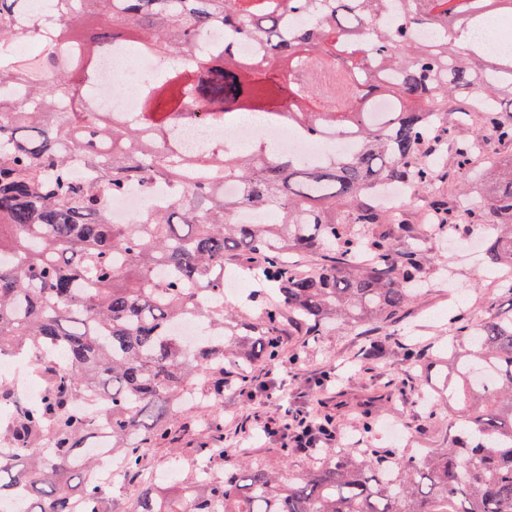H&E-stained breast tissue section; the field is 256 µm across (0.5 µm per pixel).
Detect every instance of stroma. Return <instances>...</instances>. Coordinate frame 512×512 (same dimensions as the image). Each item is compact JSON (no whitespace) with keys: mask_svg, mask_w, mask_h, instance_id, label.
I'll return each instance as SVG.
<instances>
[{"mask_svg":"<svg viewBox=\"0 0 512 512\" xmlns=\"http://www.w3.org/2000/svg\"><path fill=\"white\" fill-rule=\"evenodd\" d=\"M479 224L452 230L447 240H434L426 255L427 286L421 295L394 323L384 328L383 337L393 353L386 366L356 371L355 353L360 339L356 332L340 326L315 345H299L296 337L284 339L287 364L280 366V387L275 398L257 401L237 389H225L218 405L195 408L172 417L173 440L158 444L146 460L148 471L166 478L185 474L201 460L200 447L207 432L197 423L219 418L224 423V445L246 456L250 463L288 476L319 465L321 454L284 449L278 440L267 437L261 423L283 415L285 410L299 409L319 417L333 419L343 430L350 448H389L393 437L389 425L404 431L400 450L407 455L440 447L449 430L458 429L463 418L455 407L441 408L434 418H427L420 403L425 389L424 376L407 371L403 352L408 334L418 338V349L433 352L449 336L448 305L458 301L468 308L474 319H483L493 309L512 307V301L499 295L489 285L490 272L480 259L459 249L460 241L479 233ZM339 374V384L319 387L323 373ZM380 396L371 422H364L360 404L369 396Z\"/></svg>","mask_w":512,"mask_h":512,"instance_id":"1","label":"stroma"}]
</instances>
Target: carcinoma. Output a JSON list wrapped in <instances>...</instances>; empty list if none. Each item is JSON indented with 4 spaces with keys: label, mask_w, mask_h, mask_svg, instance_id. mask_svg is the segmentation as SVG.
Segmentation results:
<instances>
[{
    "label": "carcinoma",
    "mask_w": 512,
    "mask_h": 512,
    "mask_svg": "<svg viewBox=\"0 0 512 512\" xmlns=\"http://www.w3.org/2000/svg\"><path fill=\"white\" fill-rule=\"evenodd\" d=\"M405 3L399 24L374 18ZM42 30L29 0H0V356L55 350L48 389L18 406L0 443V500L20 494L24 512H109L107 488L88 476L85 452L106 433L126 474L168 439V418L194 397L252 386L253 369L276 362L282 336L316 343L340 324L366 329L409 306L425 280L426 243L402 215L381 209L374 188L437 180L427 158L448 143L459 171L478 158L487 128L512 141V48L466 42L512 0H45ZM228 30L220 51L206 44ZM431 38L420 40L417 32ZM258 42L244 60L236 41ZM137 44L162 74L141 87L127 121L88 93L96 63ZM185 65L166 66L172 58ZM380 98L394 103L378 118ZM483 126L454 137L475 100ZM288 102L277 118L307 141L349 136V156L311 160L257 144L239 153L214 144L185 155L169 139L178 124H229ZM432 108L438 121L428 123ZM239 186L224 195V181ZM170 185L172 199L128 224L108 200ZM484 203L487 266L512 268V160L491 163ZM239 210L272 224H237ZM430 232L459 223L454 202L435 199ZM238 266L265 302L253 317L224 302ZM207 293L210 303L197 304ZM448 397L464 427L422 461L393 452L325 449L326 460L288 481L238 460L224 478L191 469L178 492L148 481L131 512H512V310L472 323L449 310ZM198 320L186 342L174 326ZM203 448L224 460L223 426Z\"/></svg>",
    "instance_id": "obj_1"
}]
</instances>
